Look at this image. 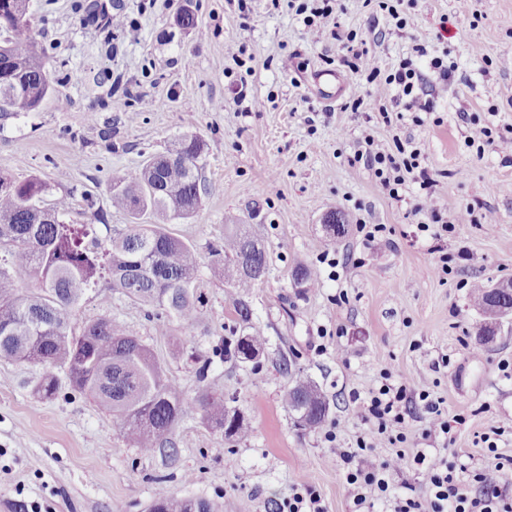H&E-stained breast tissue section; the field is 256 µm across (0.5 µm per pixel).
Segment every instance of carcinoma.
Here are the masks:
<instances>
[{"label":"carcinoma","instance_id":"obj_1","mask_svg":"<svg viewBox=\"0 0 512 512\" xmlns=\"http://www.w3.org/2000/svg\"><path fill=\"white\" fill-rule=\"evenodd\" d=\"M43 51L32 38L30 24L0 19V81L9 76L18 86H0V114L36 111L55 92L44 69ZM206 144L196 134L175 138L168 154L152 156L140 168L112 177V208L138 219L146 214L154 224H131L126 233L100 238L97 225H107L103 212L90 224H70L69 196L43 206L49 185L38 177L18 180L0 169V358L40 365L45 372L34 386L41 398L58 395L51 368L67 371L70 387L92 399L112 416L115 432L140 453H177L174 430L182 417L200 413L208 429L227 439L244 440L250 421L228 405L224 389L207 381L212 359L197 367L204 386L189 399L171 379L151 348L133 332L102 317L72 331L76 307L86 292L110 288L185 326L198 322L201 297L196 279L203 263L200 250L167 230L173 220L195 213L207 188L204 179ZM209 267L230 287L245 288L262 280L268 263L262 242L235 224L224 242L208 247ZM25 276L32 286L20 290L16 279ZM294 286L315 287L312 269L294 264ZM470 305L484 316L479 333L489 343L502 316H489L495 306L506 307L512 296H498L488 282L469 290ZM264 342L262 329L250 326L242 336L222 338L213 356L222 362H253ZM296 426L314 431L327 419L330 404L313 381L299 377L284 396ZM212 512L204 500L177 498L160 490L150 512Z\"/></svg>","mask_w":512,"mask_h":512}]
</instances>
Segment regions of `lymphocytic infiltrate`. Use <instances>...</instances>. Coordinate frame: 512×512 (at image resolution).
<instances>
[{
  "mask_svg": "<svg viewBox=\"0 0 512 512\" xmlns=\"http://www.w3.org/2000/svg\"><path fill=\"white\" fill-rule=\"evenodd\" d=\"M349 56V66L354 73L364 74L370 83L377 78H384L386 84L396 86L403 96L408 97V109L417 112L433 111L432 100L414 92L420 74L413 61H401L383 77L368 49L350 50ZM420 155L421 150L417 147L406 156L393 155L379 145L365 151L367 165L375 168L382 188L387 190L391 198H398L407 174H415L423 195L413 213L425 217L430 223L438 224L443 220L442 210L431 192V175L419 166ZM405 391V386L387 382L372 390L362 417L366 429L357 437L355 447L339 445L332 450L333 461L348 467L345 479L356 490L354 505L358 512H372L376 501L389 495L388 473L402 468L406 462V454L399 448L400 443L407 440L402 409ZM375 448L391 449L392 454L385 459L378 458L369 464L354 466L355 458ZM488 450L493 454L492 459L474 471L466 481L461 480L454 468L446 462H430L425 455H418L415 462L421 467L420 474L427 497L423 500L410 496L395 499L394 512H512V501L504 498L500 492L505 470L512 469V456L499 454L493 444L489 445Z\"/></svg>",
  "mask_w": 512,
  "mask_h": 512,
  "instance_id": "obj_1",
  "label": "lymphocytic infiltrate"
}]
</instances>
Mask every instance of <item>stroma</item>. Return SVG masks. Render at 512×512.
Wrapping results in <instances>:
<instances>
[{
  "mask_svg": "<svg viewBox=\"0 0 512 512\" xmlns=\"http://www.w3.org/2000/svg\"><path fill=\"white\" fill-rule=\"evenodd\" d=\"M71 3L31 0L32 35L56 93L37 111L0 117V168L48 182L45 202L71 195L70 221L88 222L99 210L117 233L131 219L111 206L113 174L163 153L177 135L198 134L207 144L208 193L170 232L203 249L221 243L230 218L250 225L269 265L265 279L239 293L251 310L246 321L227 285L204 267L192 327L147 318L146 306L118 293L102 305L97 290L77 307L75 327L101 317L125 326L190 396L197 356L220 337L241 335L252 322L266 341L258 361H217L210 372L250 419L251 438L222 439L191 412L175 430L172 459L131 447L108 413L69 395L62 369L54 371L58 396L42 400L32 392L42 367L0 358V512H146L162 487L219 512H275L306 487L326 512H354V492L330 462L325 435L354 444L362 402L385 372L443 398L456 420L449 436L424 437L426 413L411 400L406 455L474 469L487 459L483 436L494 427L499 452L512 455V376L501 369L512 362V326L503 325L491 347L479 346L483 317L468 302L469 283L512 278V0H471L464 12L456 0H404L402 27L376 0H342L340 34L363 41L381 72L417 45L453 67V79L436 85L427 59L419 60L417 91L434 102L419 114L406 110L394 86L353 74L336 39H307L302 17L273 0H111L126 24L110 57ZM186 9L194 27L178 22ZM320 68L345 83L330 105L311 86ZM243 81L260 107L237 103ZM474 124L489 129L484 142H469ZM397 136L421 148L445 217L473 206L459 234L419 231L410 215L418 184L390 198L361 159L367 141L389 148ZM334 209L348 222L339 239L322 226ZM363 224L385 230L370 244ZM298 260L316 271L318 288L292 286ZM297 373L330 402L323 427L309 433L282 402Z\"/></svg>",
  "mask_w": 512,
  "mask_h": 512,
  "instance_id": "1",
  "label": "stroma"
}]
</instances>
